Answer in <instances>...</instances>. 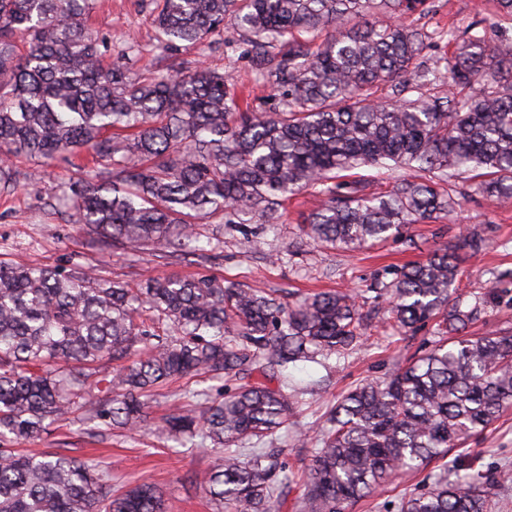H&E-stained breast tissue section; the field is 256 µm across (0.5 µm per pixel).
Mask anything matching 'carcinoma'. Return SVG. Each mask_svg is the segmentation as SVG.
I'll return each mask as SVG.
<instances>
[{"instance_id":"1","label":"carcinoma","mask_w":512,"mask_h":512,"mask_svg":"<svg viewBox=\"0 0 512 512\" xmlns=\"http://www.w3.org/2000/svg\"><path fill=\"white\" fill-rule=\"evenodd\" d=\"M427 4L155 0L165 70L150 63L133 79L89 30L92 0H0V195L35 177L15 158L83 156L81 180L64 189L75 223L106 250L200 261L216 245L196 223L222 213L226 224H281L303 191L315 201L303 235L347 251L453 215L451 177L471 172L482 193L512 199V41L488 43L481 23L431 33L402 23ZM226 24L237 39L225 46L242 48L255 80L272 87L261 112L232 76L183 56ZM431 42L453 47L444 65L421 61ZM484 243L469 232L372 289L400 327L432 323L441 340L332 408L303 512H345L512 409V333L465 334L495 292L468 307L457 295L460 255ZM359 308L356 293L288 303L209 275L131 288L83 266L0 262V512H165L151 484L112 489L100 461L2 442L36 437L77 405L109 431L141 426L149 392L199 373L224 379V395L196 392L161 433L222 454L193 476L216 512H281L277 463L261 445L296 408L288 368L352 350ZM146 311L155 322L141 319ZM105 359L121 362L110 380ZM511 476H443L402 498L399 512H497L496 490Z\"/></svg>"}]
</instances>
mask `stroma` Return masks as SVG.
Listing matches in <instances>:
<instances>
[{
  "instance_id": "stroma-1",
  "label": "stroma",
  "mask_w": 512,
  "mask_h": 512,
  "mask_svg": "<svg viewBox=\"0 0 512 512\" xmlns=\"http://www.w3.org/2000/svg\"><path fill=\"white\" fill-rule=\"evenodd\" d=\"M148 2L100 0L90 20L92 30L111 46L112 62H126L133 78L138 76L143 60L154 57ZM492 11L491 0H432L427 16L414 15L410 21L425 24L430 30L463 28ZM234 35L232 28H224L213 36L210 46L193 50L192 55L209 67L233 74L249 90L253 106H260L271 90L254 81L247 58L225 51V40ZM131 43L142 47V59L124 61L122 52ZM78 177L75 168L57 162L43 166L38 181H20L17 192L0 198V261L59 270L80 264L133 288L149 277L211 275L246 282L269 293L280 290L293 301L320 291L366 293L374 283L392 280L402 265L425 260L433 250L454 245L463 232L475 228L486 242L479 253L463 258L460 293L468 300L493 288L509 289L510 294L488 304L468 332L478 336L512 330V200L483 196L471 182H456L461 206L450 219L413 225L409 239L395 238L356 252L324 249L303 239L300 227L313 206L307 195L289 201L284 223L272 231L262 224L231 229L223 216L216 215L199 222L198 230L205 236L221 234L220 256L207 263H194L177 257L156 258L137 248L118 254L103 250L70 213L48 205L61 183ZM363 312L370 322L367 338L344 359H330L325 366L300 362L288 370V387L303 392V403L290 418L287 433L267 444L273 460L286 467L289 481L283 496L288 502H295L301 493L298 477L310 464L314 439L337 400L364 381L384 378L404 367L412 356L427 352L435 342L428 326L413 333L400 331L388 320L384 306L368 304ZM202 385L214 396L224 388L220 380ZM202 385L185 379L157 387L145 428L115 431L97 440L88 435L93 424L87 412L77 408L70 421L50 424L24 446L34 453L98 456L113 479L132 486L144 481L157 486L167 512H212L207 494L191 482L190 476L212 469L219 461L218 453L172 447L157 430L173 402H188L190 392ZM507 467L512 468V410L485 433L472 436L464 446L451 448L445 461L398 477L374 497L349 506L347 512H397L401 497L427 487L440 474L496 473Z\"/></svg>"
}]
</instances>
